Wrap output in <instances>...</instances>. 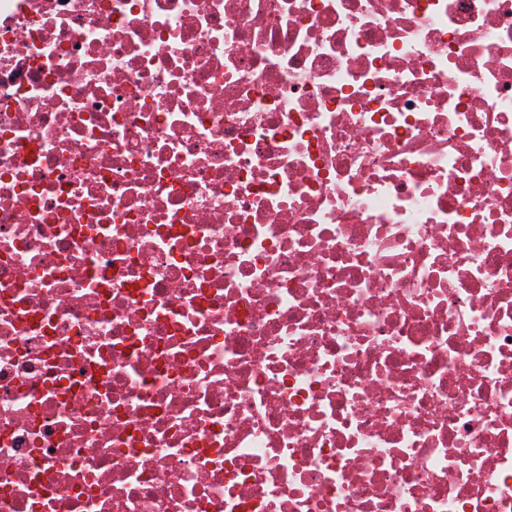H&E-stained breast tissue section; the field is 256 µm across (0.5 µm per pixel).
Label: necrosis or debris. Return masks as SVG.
<instances>
[{
    "label": "necrosis or debris",
    "mask_w": 512,
    "mask_h": 512,
    "mask_svg": "<svg viewBox=\"0 0 512 512\" xmlns=\"http://www.w3.org/2000/svg\"><path fill=\"white\" fill-rule=\"evenodd\" d=\"M0 512H512V0H0Z\"/></svg>",
    "instance_id": "1"
}]
</instances>
